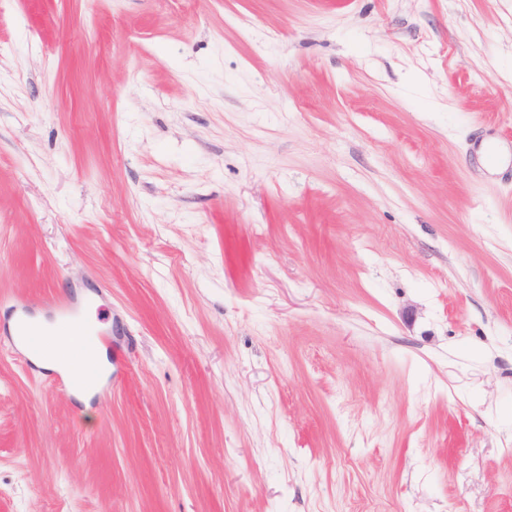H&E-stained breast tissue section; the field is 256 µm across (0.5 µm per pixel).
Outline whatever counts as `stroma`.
I'll return each mask as SVG.
<instances>
[{
	"instance_id": "obj_1",
	"label": "stroma",
	"mask_w": 512,
	"mask_h": 512,
	"mask_svg": "<svg viewBox=\"0 0 512 512\" xmlns=\"http://www.w3.org/2000/svg\"><path fill=\"white\" fill-rule=\"evenodd\" d=\"M0 512H512V0H0ZM62 311V315L59 318L58 329L60 331L69 330L70 332L76 333L78 336H98L99 331H93L92 328H86L88 332L81 330L80 328L83 323H75L74 318L67 315L65 312L66 304H57ZM18 314V328L17 336L21 337L22 343L29 354L40 355L47 352V344L50 349L48 355L37 357L34 362L46 369L57 371L63 375L74 373L78 369V365L72 357L74 348L78 342V336L73 333L59 334L55 324L46 322L43 318L34 319L45 331L46 341L42 337L40 330L34 326L27 317V304H23L16 307ZM98 333V334H97ZM97 341H93L91 338H85L79 345V350L83 352V356L86 359V364L82 370L76 372L75 378L81 381H90L94 377V367L91 359L94 354V348Z\"/></svg>"
}]
</instances>
